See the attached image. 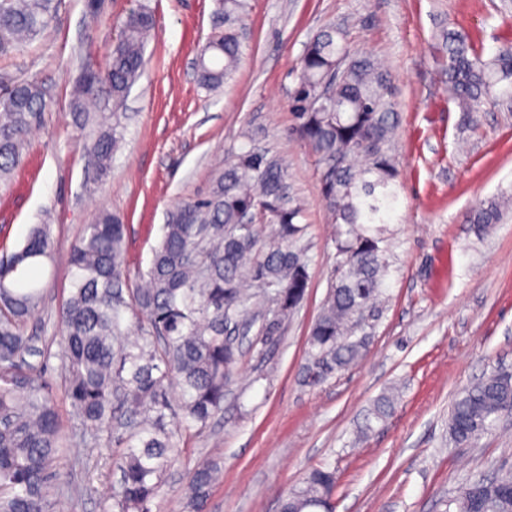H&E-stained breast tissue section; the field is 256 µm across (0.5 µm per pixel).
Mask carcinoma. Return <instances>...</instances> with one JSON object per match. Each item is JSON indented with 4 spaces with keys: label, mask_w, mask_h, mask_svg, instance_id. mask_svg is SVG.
Returning a JSON list of instances; mask_svg holds the SVG:
<instances>
[{
    "label": "carcinoma",
    "mask_w": 512,
    "mask_h": 512,
    "mask_svg": "<svg viewBox=\"0 0 512 512\" xmlns=\"http://www.w3.org/2000/svg\"><path fill=\"white\" fill-rule=\"evenodd\" d=\"M59 0H0V56L11 55L48 28ZM244 0H219L218 31L198 58L197 82L208 90L224 85L238 70L242 33L231 24ZM155 29L146 9L130 12L112 44L102 75L75 84L76 112L89 113L105 84L116 112L112 128L100 132L91 153L99 178L108 175L122 141L121 108L144 67L145 47ZM447 55L448 96L462 112H477L512 86V50L491 57L456 31L442 34ZM391 79L378 62L352 53L341 29L328 27L304 46L297 82L290 93L291 134L317 158L321 196L338 230L342 260L309 334L312 359L325 364L323 378L361 354L349 339V324L382 294L388 273L387 248L379 225L388 223L397 202L398 166L393 152L398 115ZM46 112L43 88L35 81L0 79V178L22 163L25 139ZM492 199L470 216L474 232L486 235L506 215ZM273 226L261 240L255 224ZM302 206L288 196L287 165L268 151L250 149L228 160L210 195L177 204L155 249L143 288L126 284V226L100 212L70 253L71 289L59 316L62 336L55 352L66 373V393L87 431L112 429L116 411L135 420V430L117 438L121 447L119 488L112 512H152L160 484L178 455L179 433L201 430L224 406L226 380L238 348L224 335L255 304L258 282L271 289L262 334L276 335L309 288L299 243ZM51 225L29 229L23 246L0 261V512H50L52 492L62 486L54 467L60 424L52 394L26 364L32 337L22 321L41 302L30 278L41 260L52 258ZM131 313L124 323V313ZM178 391V403L169 398ZM512 413V376L495 372L466 388L448 414V433L468 445ZM220 469L199 461L186 476L183 498L203 512ZM336 476L314 469L284 499V512L332 510ZM455 512H512V473L462 483L448 500Z\"/></svg>",
    "instance_id": "1"
}]
</instances>
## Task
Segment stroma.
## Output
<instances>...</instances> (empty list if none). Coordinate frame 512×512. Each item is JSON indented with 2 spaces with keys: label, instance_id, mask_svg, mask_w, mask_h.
<instances>
[{
  "label": "stroma",
  "instance_id": "stroma-1",
  "mask_svg": "<svg viewBox=\"0 0 512 512\" xmlns=\"http://www.w3.org/2000/svg\"><path fill=\"white\" fill-rule=\"evenodd\" d=\"M142 6L156 20L147 65L101 180L91 145L112 102L99 96L96 122L80 125L72 88L86 71L104 68L123 20ZM216 9L217 0H102L92 11L88 0H60L47 32L0 57V76L35 80L55 101L28 134L22 164L0 181V255L20 248L35 224L50 225L54 240L51 259L36 267L43 298L24 332L40 349L59 336L70 250L100 210L126 226L134 287L147 277L175 204L207 197L233 155L253 146L276 152L304 208L309 288L280 336L265 339L257 321L241 336L223 413L184 434L152 512H184V478L202 456L222 470L205 512H281L319 467L336 474L335 512H445L460 483L512 468V415L465 446L447 432L458 392L492 372H512V220L481 238L468 222L481 201L512 200V99L465 117L445 90L439 35L465 33L488 55L512 48V0H247L240 69L207 91L193 63L214 32ZM330 26L392 75L398 202L387 226L384 292L355 332L362 354L313 386L309 330L339 257L317 159L289 134V95L305 43ZM29 362L54 395L65 439L56 462L65 483L52 512H112L119 448L110 433L83 434L57 358ZM391 388L399 400L369 422L375 400Z\"/></svg>",
  "mask_w": 512,
  "mask_h": 512
}]
</instances>
